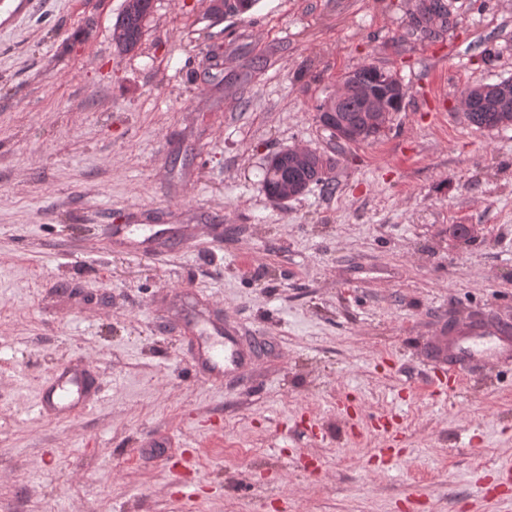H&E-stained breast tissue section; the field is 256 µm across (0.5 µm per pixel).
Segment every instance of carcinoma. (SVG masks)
Listing matches in <instances>:
<instances>
[{
  "label": "carcinoma",
  "instance_id": "cac0c4a2",
  "mask_svg": "<svg viewBox=\"0 0 512 512\" xmlns=\"http://www.w3.org/2000/svg\"><path fill=\"white\" fill-rule=\"evenodd\" d=\"M152 12L150 0H125V6L112 28V41L120 50L129 52L140 43L145 23ZM451 12L445 0H427L412 19V28L427 36L437 27L448 26ZM399 80L389 71L376 65H363L344 79L342 91L325 99L317 111L333 114L334 125L325 126L331 136L336 127L350 130L349 142L360 143L378 138L388 127L391 115L401 109L402 101L386 94L375 99L370 93L387 90ZM498 90L489 84H475L463 92V107L468 122L479 129H506L512 126V79L497 82ZM336 166V159L325 153L309 150L304 160L289 159L288 163L264 165L263 186L271 200L286 190L293 197L304 194L313 185H322L331 193L335 190L328 173Z\"/></svg>",
  "mask_w": 512,
  "mask_h": 512
}]
</instances>
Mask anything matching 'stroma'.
Wrapping results in <instances>:
<instances>
[{
  "label": "stroma",
  "mask_w": 512,
  "mask_h": 512,
  "mask_svg": "<svg viewBox=\"0 0 512 512\" xmlns=\"http://www.w3.org/2000/svg\"><path fill=\"white\" fill-rule=\"evenodd\" d=\"M448 2L424 39L419 0H153L121 54L125 0H0V512H512V361L450 387L434 352L512 335V128L461 103L512 78V0ZM368 63L403 107L333 143L316 107ZM294 147L335 151V194L267 197ZM216 330L244 381L195 376ZM66 364L98 392L57 422ZM152 0H126L112 28V41L120 50L129 52L140 43L145 23L152 12ZM95 389V377L89 369L55 370L43 383L38 395L42 415L66 420L85 408V399Z\"/></svg>",
  "instance_id": "obj_1"
}]
</instances>
